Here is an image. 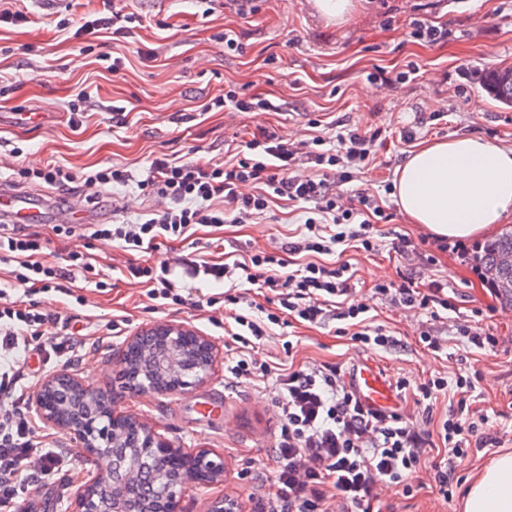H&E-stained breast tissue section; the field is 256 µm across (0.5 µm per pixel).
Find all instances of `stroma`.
<instances>
[{
  "label": "stroma",
  "instance_id": "35a3bbf8",
  "mask_svg": "<svg viewBox=\"0 0 512 512\" xmlns=\"http://www.w3.org/2000/svg\"><path fill=\"white\" fill-rule=\"evenodd\" d=\"M356 10L341 26L326 22L313 0H258L254 12H240L236 0H22L25 23L0 24V156L7 165L0 178L12 180L20 168L47 162L68 168L76 179L60 189L42 181L28 190L52 198L85 200L83 173L112 164L143 176L153 157L169 154L214 164L227 160L230 143L261 128L295 140L308 134L310 120L321 122L325 146L334 150L351 129L375 133L370 162L357 184L374 195L388 222L374 221L372 251L348 250L358 300L371 308L372 322L392 331L396 348L356 346L337 333L336 323L273 327L254 352L271 366L291 362L315 367L375 364L388 381L434 376L455 379L480 370L470 399L475 415L488 417L498 446L470 449L456 470L452 499L440 497L425 473L412 479L416 492L404 498L398 487L383 491L401 512H461L459 497L498 452H512V350L465 353L455 327L482 310L478 325L512 336V307L501 304L472 259L456 251L434 252L432 262H406L395 250L398 238L419 239L423 225L398 210L393 197L395 171L419 145L455 136L485 138L512 147V106L493 99L480 82L484 70L512 68V0H355ZM117 10L143 19L134 37L108 33L81 38L58 31L59 19ZM454 32L444 45L412 37L413 20ZM244 45L243 53L224 49L225 33ZM121 62L111 73L109 59ZM406 73L402 84L389 77ZM235 91L274 103L271 111L230 114L204 111L211 99ZM84 98L81 126L70 121L69 105ZM95 205L109 219H135L150 201L136 185L103 184ZM306 220L300 205L276 199L254 224H199L189 239H170L137 254L120 242L82 234L65 237L51 224L37 225L49 254L77 250L90 257L105 290L77 277L60 290L30 293L44 311H66L76 333L73 354L34 355L16 368V390L0 397V407L35 423L37 434L69 453L70 458L19 499L16 512H67L77 488L94 473L65 429L37 420L30 400L43 380L59 370L78 374L85 385L111 391L116 411L153 427L176 448H210L224 458L222 483L187 488L180 512H208L212 499L232 496L243 512H253L260 492L256 471L273 475L270 457L278 430L275 404L280 390L274 378L234 388L224 382L225 366L239 353L224 333V305H162L150 299L141 279L129 275L132 264L174 267L180 294L222 295L224 286L193 279L178 268L182 258L201 252L216 262L225 253L245 256L272 252L298 237ZM427 266L430 278L447 282L455 310L439 317L412 319L387 299L372 296L374 285L396 281L412 267ZM160 323H181L207 336L214 346L208 377L177 394L134 395L116 375L131 336ZM445 344L442 354L424 349L421 331Z\"/></svg>",
  "mask_w": 512,
  "mask_h": 512
}]
</instances>
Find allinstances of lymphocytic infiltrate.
<instances>
[{
  "instance_id": "1",
  "label": "lymphocytic infiltrate",
  "mask_w": 512,
  "mask_h": 512,
  "mask_svg": "<svg viewBox=\"0 0 512 512\" xmlns=\"http://www.w3.org/2000/svg\"><path fill=\"white\" fill-rule=\"evenodd\" d=\"M311 142L315 150L308 167L297 161L299 147L264 130L246 141L243 154L221 165L163 156L151 162L140 180L115 165L90 171L83 176L86 187L132 181L161 205L159 211L142 213L133 221L93 225L91 234L120 241L126 250L143 252L155 248L160 240L184 237L198 224L251 223L262 217L274 198L309 203L312 215L304 222V233L282 248L313 253V261L290 271L283 258L260 251L230 265L191 260L189 274L223 281L237 270L247 282H260L273 293L274 305L266 309L264 318L234 314L233 339L242 348L254 349L270 326L287 319L312 325L337 320L351 330L355 344L394 347L397 337L383 326L371 325L366 319L369 305L354 301L347 264L332 267L320 261L339 245L374 247L366 233L370 222L365 214H381V207L367 190L356 188L346 195L339 191L368 161L371 139L351 132L340 154L321 150V136L312 137ZM45 248L44 239L29 225H0V262L15 263L19 285L45 290L55 281L93 269L87 256L79 252L46 260ZM373 294L418 317H434L439 310L453 307L444 284L435 279L421 289L408 275L398 282L376 284ZM49 323L59 335H68L69 319L44 313L37 304H0L1 397L15 389V360L35 350L46 352L43 336ZM227 372L234 385L272 374L281 390L276 403L280 429L273 445L276 475L270 480L265 473H256L258 482L272 484L259 500L257 512H396L393 503L383 498V488L397 486L403 497H410V478L425 467L430 468L439 495L448 499L456 468L467 458L470 445L484 448L492 442L486 434L487 419L474 418L470 411L475 384L468 375L452 382L444 377L419 383L398 378L394 388L400 404L384 411L365 406L337 365L276 375L268 363L243 357L232 361ZM447 393L455 398V407L444 416H435L439 397ZM438 446L445 448V457L426 462L428 450ZM63 461L59 451L36 440L29 421L0 410V512H15L17 499Z\"/></svg>"
}]
</instances>
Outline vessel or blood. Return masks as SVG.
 Masks as SVG:
<instances>
[{
  "label": "vessel or blood",
  "instance_id": "vessel-or-blood-1",
  "mask_svg": "<svg viewBox=\"0 0 512 512\" xmlns=\"http://www.w3.org/2000/svg\"><path fill=\"white\" fill-rule=\"evenodd\" d=\"M55 210L59 221L67 224H98L102 217L97 212L75 207L69 201H55L44 206L31 194L19 190L12 183L0 180V222L6 224H37L44 221L47 210ZM352 382L361 402L373 409H393L395 395L383 374L372 363L356 365Z\"/></svg>",
  "mask_w": 512,
  "mask_h": 512
}]
</instances>
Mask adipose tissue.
Masks as SVG:
<instances>
[{"label":"adipose tissue","mask_w":512,"mask_h":512,"mask_svg":"<svg viewBox=\"0 0 512 512\" xmlns=\"http://www.w3.org/2000/svg\"><path fill=\"white\" fill-rule=\"evenodd\" d=\"M396 203L441 240L472 239L512 217V148L468 136L421 145L396 172ZM464 512H512V454L467 488Z\"/></svg>","instance_id":"adipose-tissue-1"}]
</instances>
